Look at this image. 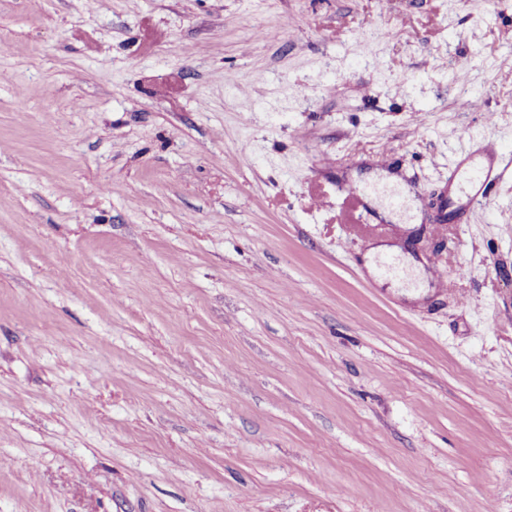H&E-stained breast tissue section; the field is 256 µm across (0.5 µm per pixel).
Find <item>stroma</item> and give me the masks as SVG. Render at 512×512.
Segmentation results:
<instances>
[{"label":"stroma","mask_w":512,"mask_h":512,"mask_svg":"<svg viewBox=\"0 0 512 512\" xmlns=\"http://www.w3.org/2000/svg\"><path fill=\"white\" fill-rule=\"evenodd\" d=\"M473 140L504 0H0V512H512V176L431 224Z\"/></svg>","instance_id":"obj_1"}]
</instances>
